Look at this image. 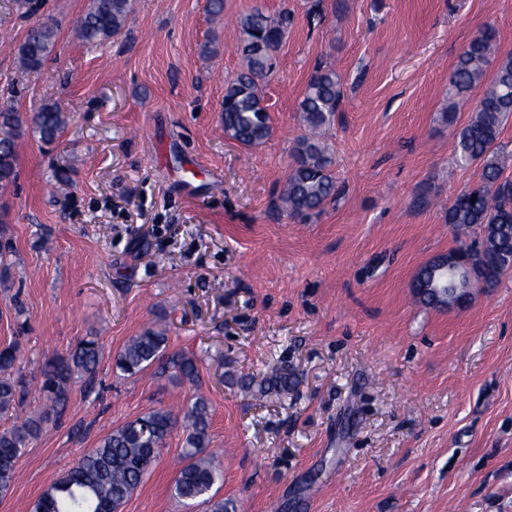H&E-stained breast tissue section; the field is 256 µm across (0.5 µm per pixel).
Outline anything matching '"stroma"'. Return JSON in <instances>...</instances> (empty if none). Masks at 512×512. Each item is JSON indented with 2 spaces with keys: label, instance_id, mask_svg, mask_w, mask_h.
Segmentation results:
<instances>
[{
  "label": "stroma",
  "instance_id": "stroma-1",
  "mask_svg": "<svg viewBox=\"0 0 512 512\" xmlns=\"http://www.w3.org/2000/svg\"><path fill=\"white\" fill-rule=\"evenodd\" d=\"M89 4L0 0V107L69 117L54 145L23 134L0 194V348L18 344L29 377L84 337L102 348L0 512H27L113 428L198 393L231 512H512V272L449 308L411 287L456 247L445 208L479 181L455 132L483 90L447 115L448 77L485 29L491 60L512 55V0H224L218 18L206 0H134L127 31L99 45L76 34ZM256 6L294 20L264 88L272 133L244 147L222 103L243 66L238 18ZM46 20L53 49L23 71L15 49ZM320 64L344 81L325 134L343 194L301 224L271 202ZM149 326L196 359L198 384L116 371ZM277 374L287 388L268 385ZM184 440L173 431L121 512H208L173 495Z\"/></svg>",
  "mask_w": 512,
  "mask_h": 512
}]
</instances>
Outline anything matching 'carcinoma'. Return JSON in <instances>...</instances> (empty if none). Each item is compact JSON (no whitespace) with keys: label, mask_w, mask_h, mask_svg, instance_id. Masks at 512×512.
<instances>
[{"label":"carcinoma","mask_w":512,"mask_h":512,"mask_svg":"<svg viewBox=\"0 0 512 512\" xmlns=\"http://www.w3.org/2000/svg\"><path fill=\"white\" fill-rule=\"evenodd\" d=\"M131 0H91L81 19L78 35L89 44H101L120 34L131 13ZM293 15L288 8L268 14L255 7L238 18L242 39L238 51L245 62L224 90V135L242 146L263 143L271 134L268 112L261 102L260 87L275 69V57L288 37ZM56 37L52 24L31 28L17 50L22 69L38 71L51 52ZM493 33L485 31L470 41L458 56L448 80L451 107L464 93L484 83L489 67ZM344 99L343 83L336 70L318 67L299 103L305 133L296 139L294 164L274 206L296 221H305L337 200L340 191L332 170L330 148L322 139ZM512 115V57L501 59L493 69L488 87L468 122L456 133L461 161L481 167L482 183L461 190L446 210V222L456 232L477 229L478 241L461 243L446 255L421 266L412 282L419 298L431 305L449 303L437 288L441 267L457 252L466 253L480 279L494 286L512 264V181L501 180L498 139L503 122ZM68 116L55 104H43L30 113L0 109V188L14 182L18 154L16 139L27 128L45 144L54 143L67 125ZM102 350L94 338L83 339L66 356L45 363L40 393L44 410L14 421L0 431V494L13 483L16 465L33 439L42 432L43 420L62 414L74 375L89 378L96 373ZM18 346L0 348V419H11L23 408L28 382L15 371ZM123 374L135 377L149 369L174 371L190 383L199 369L194 357L167 353L164 330L147 328L131 337L114 357ZM185 432L182 452L185 464L174 480V493L183 501L206 498L209 512H228L227 504L210 492L220 471L205 453L210 443V405L195 395L175 413L152 410L113 429L94 448L84 452L32 503L30 512H120L127 498L142 483L159 459L160 451L176 427Z\"/></svg>","instance_id":"cac0c4a2"}]
</instances>
